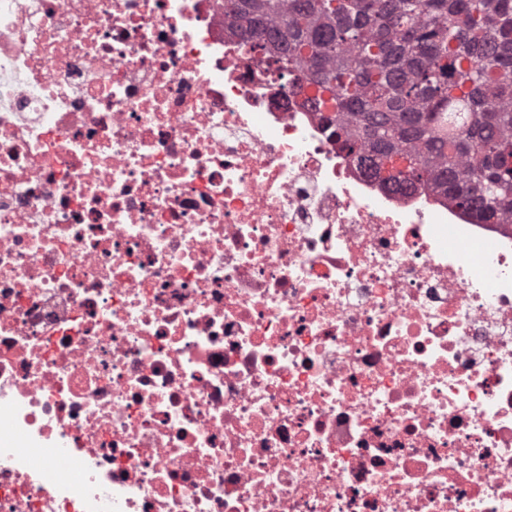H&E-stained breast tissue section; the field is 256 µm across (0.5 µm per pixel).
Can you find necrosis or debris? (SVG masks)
<instances>
[{"mask_svg": "<svg viewBox=\"0 0 512 512\" xmlns=\"http://www.w3.org/2000/svg\"><path fill=\"white\" fill-rule=\"evenodd\" d=\"M266 68L224 0H0V512H512V224Z\"/></svg>", "mask_w": 512, "mask_h": 512, "instance_id": "necrosis-or-debris-1", "label": "necrosis or debris"}]
</instances>
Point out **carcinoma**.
I'll use <instances>...</instances> for the list:
<instances>
[{"label":"carcinoma","mask_w":512,"mask_h":512,"mask_svg":"<svg viewBox=\"0 0 512 512\" xmlns=\"http://www.w3.org/2000/svg\"><path fill=\"white\" fill-rule=\"evenodd\" d=\"M281 91L330 93L336 144L493 224L512 222V0H228Z\"/></svg>","instance_id":"obj_1"}]
</instances>
